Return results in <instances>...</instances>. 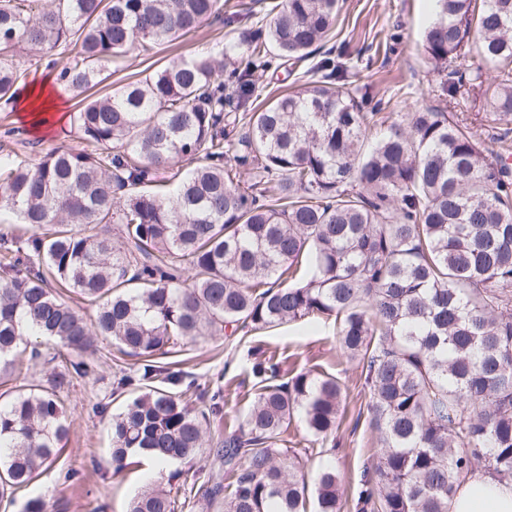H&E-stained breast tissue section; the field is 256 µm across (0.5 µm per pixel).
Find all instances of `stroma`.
<instances>
[{"label": "stroma", "mask_w": 512, "mask_h": 512, "mask_svg": "<svg viewBox=\"0 0 512 512\" xmlns=\"http://www.w3.org/2000/svg\"><path fill=\"white\" fill-rule=\"evenodd\" d=\"M432 20L429 0H343L337 26L351 51L373 57L371 67L360 69L358 82L379 94L390 96L389 113L399 119L421 109L444 110L446 97L435 88L433 64L423 48V35ZM237 35L215 21L193 35L170 46H161L151 55L130 51L126 57L103 67L97 94L110 93L130 80L142 79L164 67L171 59L217 53L236 41ZM67 118L43 134L31 133L23 113L0 112V145L13 151L19 160L34 163L58 148H78L82 142L73 125L72 112L79 101L71 91H63ZM37 359L20 354L6 374L0 375V394H16L28 385L46 381L58 349L40 346ZM274 357L281 378L303 369H313L340 379L345 401L341 424L336 431V464L340 473L339 493L352 499L360 474L376 458L378 432L370 421L368 393L357 363L347 360L336 343L333 320L311 325L284 324L251 334L247 341L235 336L215 340L180 341L165 362L182 370L193 382L194 393L210 398L223 391L224 403L210 423L212 434L223 433L226 425L241 421L253 402L251 366L254 359ZM89 358L92 373L74 377L66 395L69 437L56 461L26 489L18 491L14 502H1L0 512H21L34 496L44 497L48 512H126L132 497L145 489L150 477L147 459H136L122 471L109 464L112 448L110 423L122 397L112 393L117 366H130L110 341H98ZM106 413H98V406ZM212 456L201 454L194 468L174 463L161 475V482H173L179 493L175 512H222L217 505L193 493L198 478L217 472Z\"/></svg>", "instance_id": "obj_1"}]
</instances>
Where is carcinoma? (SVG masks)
<instances>
[{"mask_svg": "<svg viewBox=\"0 0 512 512\" xmlns=\"http://www.w3.org/2000/svg\"><path fill=\"white\" fill-rule=\"evenodd\" d=\"M0 0V106L28 86L17 51H61L58 83L81 94L106 63L149 54L219 18L223 0ZM339 0H280L239 42L181 58L144 80L81 100V149L28 165L0 151V210L32 230L0 233V372L29 340L70 357L48 385L0 404V502L33 483L64 447V392L85 354L110 339L137 367L115 391L112 465L134 457L193 465L213 437L215 398H186V375L159 361L178 339L248 334L334 318L358 362L380 453L354 512H448L481 470L512 481V171L454 110L391 123L382 100L346 85L348 43L297 89L256 109L258 80L298 63L334 32ZM474 41H469L470 34ZM476 52L496 70L465 76ZM423 48L437 88L459 106L477 89L490 121L512 116V0H435ZM95 307L93 321L60 291ZM254 402L215 441L224 482L204 489L224 512H342L339 473L313 475L281 448L300 416L314 441L341 420L335 377L251 367ZM174 486L140 492L129 512H175Z\"/></svg>", "mask_w": 512, "mask_h": 512, "instance_id": "obj_1", "label": "carcinoma"}]
</instances>
